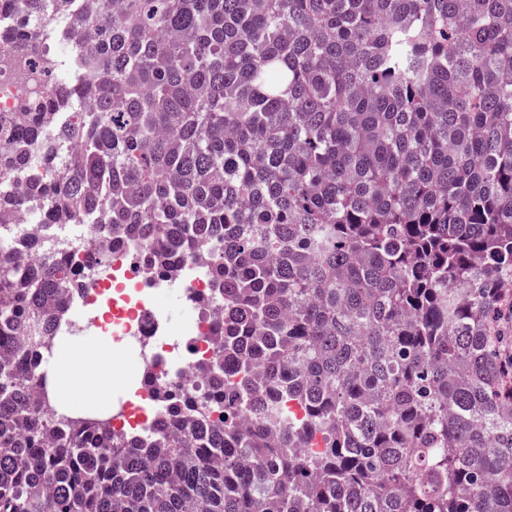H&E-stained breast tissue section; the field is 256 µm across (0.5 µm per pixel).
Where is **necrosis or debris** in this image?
<instances>
[{"mask_svg":"<svg viewBox=\"0 0 512 512\" xmlns=\"http://www.w3.org/2000/svg\"><path fill=\"white\" fill-rule=\"evenodd\" d=\"M42 75L32 68H16L12 57H0V111L13 109L23 96L45 94ZM106 247L99 265L88 267L81 259L96 241ZM0 244L14 258L34 256L49 266L63 262L81 276L82 285L69 297L67 318H52L46 329L55 336H77L88 325L102 324L115 342L117 358L135 349L144 372L170 393L191 396L203 391L202 365L214 360L224 335V320L206 305L214 295L206 262L178 263L174 273L142 278V253L134 243L105 238L96 224H51L27 217L17 223L12 216L0 217ZM160 288H175L192 315L189 327L168 325L153 304ZM136 402H125L112 414L116 428L143 434L171 430V411L160 403L148 386L139 387Z\"/></svg>","mask_w":512,"mask_h":512,"instance_id":"necrosis-or-debris-1","label":"necrosis or debris"}]
</instances>
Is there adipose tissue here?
<instances>
[{"label": "adipose tissue", "mask_w": 512, "mask_h": 512, "mask_svg": "<svg viewBox=\"0 0 512 512\" xmlns=\"http://www.w3.org/2000/svg\"><path fill=\"white\" fill-rule=\"evenodd\" d=\"M119 371L112 360V346L101 342L89 348L72 347L52 364L55 396L61 405H68L74 397H81L89 407L106 402L102 385Z\"/></svg>", "instance_id": "adipose-tissue-1"}]
</instances>
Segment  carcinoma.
Masks as SVG:
<instances>
[{
	"mask_svg": "<svg viewBox=\"0 0 512 512\" xmlns=\"http://www.w3.org/2000/svg\"><path fill=\"white\" fill-rule=\"evenodd\" d=\"M21 2L0 53L57 21ZM76 2L0 211L205 255L235 381L55 435L13 364L75 273L0 256V512H512V0ZM139 404L126 401L115 412L112 405V423L115 428L125 429L126 425L141 434H153L160 431H170L173 426L171 411L160 403L152 394L150 388L143 382L135 391Z\"/></svg>",
	"mask_w": 512,
	"mask_h": 512,
	"instance_id": "cac0c4a2",
	"label": "carcinoma"
}]
</instances>
